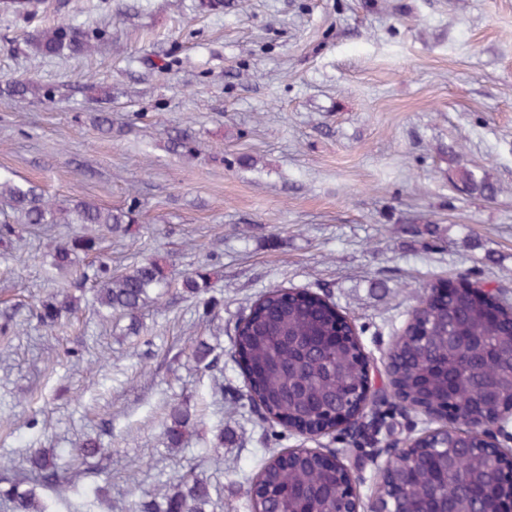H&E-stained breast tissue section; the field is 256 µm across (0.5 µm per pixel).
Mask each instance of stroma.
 <instances>
[{
    "label": "stroma",
    "instance_id": "obj_1",
    "mask_svg": "<svg viewBox=\"0 0 512 512\" xmlns=\"http://www.w3.org/2000/svg\"><path fill=\"white\" fill-rule=\"evenodd\" d=\"M111 30L88 56L42 58L29 44L47 21ZM0 78L51 87L49 102L0 96V176L53 199L126 207L139 222L104 253L119 273L153 258L169 286L126 321L85 312L67 333L29 321L35 298L65 287L41 256L54 233L20 227L0 242V460L28 449L67 457L107 448L102 486L130 512L172 475L219 488L213 512H250L246 491L275 454L330 453L371 512L388 457L453 425L400 402L368 403L357 431L304 438L262 420L233 354L234 328L267 290L307 289L333 302L383 370L435 280L467 272L512 305V0H44L0 10ZM112 116L111 136L91 117ZM197 151H172V128ZM466 167L496 183L490 200L452 178ZM210 274L202 301L184 277ZM221 358L191 360L196 339ZM193 426L165 436L172 407Z\"/></svg>",
    "mask_w": 512,
    "mask_h": 512
}]
</instances>
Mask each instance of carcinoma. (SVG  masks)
<instances>
[{"label": "carcinoma", "mask_w": 512, "mask_h": 512, "mask_svg": "<svg viewBox=\"0 0 512 512\" xmlns=\"http://www.w3.org/2000/svg\"><path fill=\"white\" fill-rule=\"evenodd\" d=\"M112 32L82 28L64 20L42 28L31 41L41 57L88 55ZM0 93L19 101L50 99L51 90L31 79L5 81ZM455 182L486 199L497 195L495 183L474 171L459 168ZM0 199L7 201L12 219L0 222V238L9 239L15 225L86 224L95 233L76 235L55 246L49 269L73 271L80 254L99 259L76 271V287L97 285L93 307L100 313L119 314L128 320L125 332H140L139 317L154 290L169 287L168 274L155 260L137 263L112 274L100 258L106 237L137 223L138 201L128 207H102L81 197L52 201L34 185L0 179ZM472 279L458 276L452 286L429 285V293L412 313L393 350L392 375L403 395L429 408L442 410L472 425L487 420L512 402V309L488 300ZM184 292L200 297L210 288L204 272L187 275ZM83 296L62 288L40 300L31 311L36 327L46 333L64 328L83 308ZM234 356L248 378L249 396L273 423L295 430L360 422L368 383L369 363L346 317L336 306L305 289H273L258 298L237 325ZM195 363L218 367L210 345L193 348ZM190 423L188 414L172 408L166 438L180 443ZM483 434L448 428V435L432 434L419 442L414 462L402 485L391 496L405 512H509L512 508V469L490 452H481ZM106 453L87 441L65 467L54 453L31 449L25 463L14 469V484L0 493L10 512H58L66 499L64 468L79 469ZM264 494L248 491L251 512H336L346 482L329 457L308 451L288 462L283 455L264 465L258 475ZM53 496L44 498L41 491ZM100 488L86 493L76 512H104L107 502ZM156 497L134 502L131 512H206L209 486L185 475L164 485Z\"/></svg>", "instance_id": "carcinoma-1"}]
</instances>
